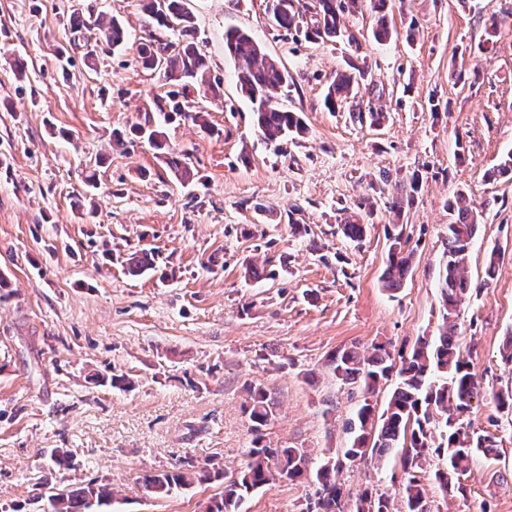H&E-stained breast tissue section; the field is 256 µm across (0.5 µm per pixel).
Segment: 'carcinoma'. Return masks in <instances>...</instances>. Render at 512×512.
Wrapping results in <instances>:
<instances>
[{
	"mask_svg": "<svg viewBox=\"0 0 512 512\" xmlns=\"http://www.w3.org/2000/svg\"><path fill=\"white\" fill-rule=\"evenodd\" d=\"M391 0H369L377 17L373 36L384 42L394 31L387 20ZM363 8V0H272V17L276 26L290 31L306 27L305 35L325 42L343 36L342 18ZM144 27L148 38L137 47V63L145 70H159L178 89L168 94V112H186L179 97L189 87L204 93H219L221 82L208 75L203 55L193 42L174 43L168 32H189L192 15L186 0H143ZM101 39L109 46L119 47L126 34L111 18L97 22ZM225 50L233 59L241 94L253 105L255 124L261 135L274 141L296 136L304 130L300 117L282 110L276 101L278 90L292 81L289 71L264 53L248 32L230 29L225 33ZM357 77L351 72H338L327 86L324 104L332 112L350 100ZM157 150L165 151L167 164L181 181H190L195 173L187 154L173 150L165 132L151 121L136 129ZM453 220L448 224V249L439 277L440 315L442 323L436 336H421L412 351L400 356L401 366L394 369L393 359L385 347L377 345L366 356L346 347L332 352L327 359L331 376L343 383H357L362 394L355 416L346 428L352 434L350 446L343 449V458L350 462H366L373 458L394 455L403 472L401 509L398 512H430L422 473L438 459L443 465L433 471V478L442 494L464 492L461 477L473 457L493 458L498 454V441L491 433H468L465 429L472 413L478 381L473 365L461 354L457 339L460 305L472 288L466 275V259L477 235L481 212L459 193L448 202ZM361 213L347 216L341 232L352 241L363 238L367 225ZM390 241L388 262L382 275L383 287L400 289L412 267V251L406 249L403 228L398 224L387 229ZM129 275L139 277L154 269L151 252L142 250L126 261ZM397 372V381L385 408L378 413L368 402L380 383ZM250 430L254 435L246 453V462L239 475L224 486V494L210 499L202 512H243L246 500L268 486L279 476L291 482L310 479L317 485L316 497L307 503L305 512H344L345 493L338 482L341 463L331 454L313 462L304 448L286 446L270 448L262 444L261 433L274 417L275 403L259 385L249 387L247 408ZM224 471L213 466L199 470H183L144 474L138 482L148 491L169 494L175 488H186L197 481L221 480ZM113 497L108 483L60 489L49 494L48 512H89L93 503ZM356 512H391L389 498L364 493Z\"/></svg>",
	"mask_w": 512,
	"mask_h": 512,
	"instance_id": "cac0c4a2",
	"label": "carcinoma"
}]
</instances>
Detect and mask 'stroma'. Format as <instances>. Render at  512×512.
Here are the masks:
<instances>
[{
    "label": "stroma",
    "instance_id": "obj_1",
    "mask_svg": "<svg viewBox=\"0 0 512 512\" xmlns=\"http://www.w3.org/2000/svg\"><path fill=\"white\" fill-rule=\"evenodd\" d=\"M189 7L223 94L187 93L205 125L181 116L163 125L197 171L183 184L130 134L171 89L136 61L141 0H0V273L10 291L0 301V506L40 512L49 489L104 481L116 496L92 512H200L223 482L155 496L137 478L183 460L241 470L251 383L276 404L268 446L316 458L348 447L361 394L331 378L327 358L353 345L408 351L436 334L448 202L461 192L482 218L458 342L481 387L471 428L495 434L499 455L473 458L462 493L444 497L431 481L426 489L431 512H512V420L493 401L512 389V364L500 356L512 332V180L484 177L512 150V0H393L398 36L382 43L368 9L344 17L342 39L317 43L277 27L266 0ZM100 14L129 39L91 70L70 24ZM492 17L502 25L489 55L481 44ZM234 27L290 72L278 103L302 118L303 136L261 137L224 51ZM352 66L366 73L352 106L329 111L326 85ZM457 66L464 82L451 76ZM370 105L386 112L382 127L358 121ZM116 134L124 148L112 149ZM409 191L401 222L413 267L390 292L381 282L389 204ZM361 203L372 212L353 242L339 224ZM295 224L306 235H293ZM142 249L154 270L128 276L126 258ZM250 262L265 279L244 278ZM122 373L132 389L109 384ZM51 448L66 449L68 464L54 465ZM400 473L392 459L345 466L348 512L366 491L399 504ZM315 490L278 480L251 496L248 512H300Z\"/></svg>",
    "mask_w": 512,
    "mask_h": 512
}]
</instances>
